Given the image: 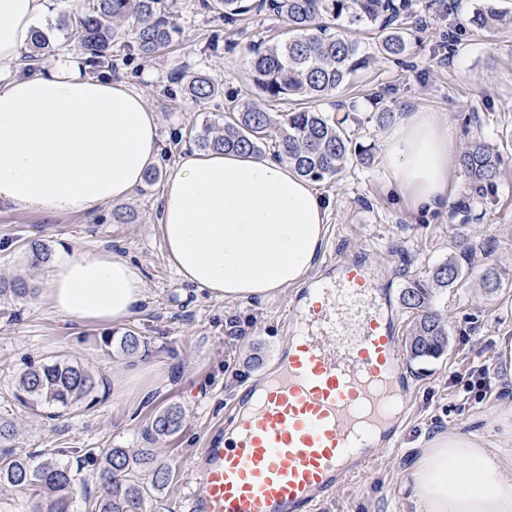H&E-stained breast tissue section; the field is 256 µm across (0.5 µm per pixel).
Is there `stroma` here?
<instances>
[{"label":"stroma","instance_id":"35a3bbf8","mask_svg":"<svg viewBox=\"0 0 512 512\" xmlns=\"http://www.w3.org/2000/svg\"><path fill=\"white\" fill-rule=\"evenodd\" d=\"M481 2L456 0L450 14L440 0H411L415 21L407 30V52L396 59L380 56L348 89L321 104L329 112L334 101H342L351 115L349 127L369 149L371 161L350 163L338 176L314 184L330 217L322 254L309 274L311 286L333 284L336 261L364 267L372 288L394 313L400 352L410 320L400 305V291L453 253L460 229L483 247L476 268L494 264L503 288L486 294L472 275L464 277L462 287L437 295L434 305L448 320L450 344L440 358L409 364L413 397L399 449L378 447L374 467L362 477L343 478L318 512H410L408 467L414 446L456 428L496 437L501 432L496 415L512 403L511 390L496 386L475 400L448 383L475 362L500 369L498 342L512 337V145L504 151L495 192L479 193L459 171L447 207L416 211L383 166L388 129L377 121L383 110L399 116L419 109L441 113L455 129L460 151L473 140L494 141L512 133V24L492 30L469 26ZM77 4L47 0L38 31L54 44L74 41L69 18ZM168 6L181 28L170 51L142 57L120 49L113 68L100 71L101 77L140 89L158 113L163 152L156 168L162 174L181 149L194 148L192 129L253 100L248 46L280 38L288 28L285 19L264 11L228 25L205 10L201 0H168ZM453 24L460 30L450 50L444 43ZM182 72L208 74L222 88L221 97L195 99L178 78ZM160 192V184H144L125 202L54 220L0 204V280H20L29 289L25 297H7L9 312L0 313V417L15 422L17 450L65 448L73 466L81 467L85 452L101 456L114 447H141L140 430L153 410L181 405L185 420L180 432L154 445L174 478L147 508L184 512L205 440L223 434L232 421L231 402L241 390L262 382L275 357L287 349L286 325L299 314L306 291L293 287L263 300L228 302L181 282L157 229ZM34 242L48 246L54 260L66 252L101 248L126 256L144 272L145 302L116 326L57 314L42 295L47 265L33 261ZM130 329L148 340L145 361L166 371L159 387L127 384L131 359L104 345V337ZM54 357L83 364L103 383L94 407L63 408L55 420L46 421L20 406L12 391L27 363Z\"/></svg>","mask_w":512,"mask_h":512}]
</instances>
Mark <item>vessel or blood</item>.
<instances>
[{
  "label": "vessel or blood",
  "mask_w": 512,
  "mask_h": 512,
  "mask_svg": "<svg viewBox=\"0 0 512 512\" xmlns=\"http://www.w3.org/2000/svg\"><path fill=\"white\" fill-rule=\"evenodd\" d=\"M336 273L335 296L316 291L292 327L294 352L273 363L263 399L237 412L233 441L205 448L187 512H315L342 477L371 469V438L398 447L394 386L406 365L392 314L360 268Z\"/></svg>",
  "instance_id": "1"
}]
</instances>
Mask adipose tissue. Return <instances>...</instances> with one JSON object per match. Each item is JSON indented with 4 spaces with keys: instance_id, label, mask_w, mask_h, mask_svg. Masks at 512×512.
<instances>
[{
    "instance_id": "obj_1",
    "label": "adipose tissue",
    "mask_w": 512,
    "mask_h": 512,
    "mask_svg": "<svg viewBox=\"0 0 512 512\" xmlns=\"http://www.w3.org/2000/svg\"><path fill=\"white\" fill-rule=\"evenodd\" d=\"M46 0H0V203L59 218L124 202L162 152L141 91L93 80L76 65L24 78L10 71ZM455 131L418 110L389 130L391 182L412 207L447 206ZM329 206L288 163L246 153H181L162 185L158 228L178 277L209 297L264 299L304 285L322 249ZM43 293L62 316L115 325L145 299L141 270L106 250L51 264ZM498 439L453 430L409 467L414 512H512V410Z\"/></svg>"
}]
</instances>
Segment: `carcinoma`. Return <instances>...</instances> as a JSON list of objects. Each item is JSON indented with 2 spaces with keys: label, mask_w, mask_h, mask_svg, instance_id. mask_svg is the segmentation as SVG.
Listing matches in <instances>:
<instances>
[{
  "label": "carcinoma",
  "mask_w": 512,
  "mask_h": 512,
  "mask_svg": "<svg viewBox=\"0 0 512 512\" xmlns=\"http://www.w3.org/2000/svg\"><path fill=\"white\" fill-rule=\"evenodd\" d=\"M202 5L218 11L229 24L262 9L288 20L285 36L251 46L248 60L255 95L287 109L270 112L261 104L248 103L224 116L218 133L211 124L201 126L194 134L200 149L261 155L270 146L279 160L311 180L333 178L352 160L369 159L368 150L348 128L350 115L322 111L316 103L335 94L373 62L374 57L351 33L377 32L380 51L387 56L406 51L407 4L395 0H262L255 5L249 0H202ZM118 19L131 27L132 48L142 56L168 49L179 33L166 0H83L71 18L77 45H54L36 34L24 56L26 66L33 67L48 53L73 49L84 56L92 73L113 66L112 46L125 35L116 24ZM505 21L512 23V16L506 17L495 7L477 9L470 17L471 24L483 29ZM188 91L206 100L216 97L220 88L209 75L198 73L190 79ZM503 163L499 147L485 139L472 142L458 156L459 168L481 192L497 186ZM478 247L469 233L458 232L455 252L402 289L401 305L412 316L405 341L410 359L438 358L448 350V321L434 307L433 299L473 273ZM480 278L490 293L503 287L498 271L490 265L480 271ZM146 345L145 337L134 330L117 340V349L126 357ZM98 388L97 376L77 363L42 361L27 365L19 374L14 397L30 409L80 402L90 405L97 400ZM183 418L181 407L169 405L143 426L144 447L111 449L97 463L94 475L103 493L95 497L88 491V478L73 468L67 450L44 448L19 454L13 448L15 423L0 418V482L28 493L35 500L36 512H73L79 493L90 512H147V501L173 480L172 471L156 462L150 445L177 434Z\"/></svg>",
  "instance_id": "cac0c4a2"
}]
</instances>
